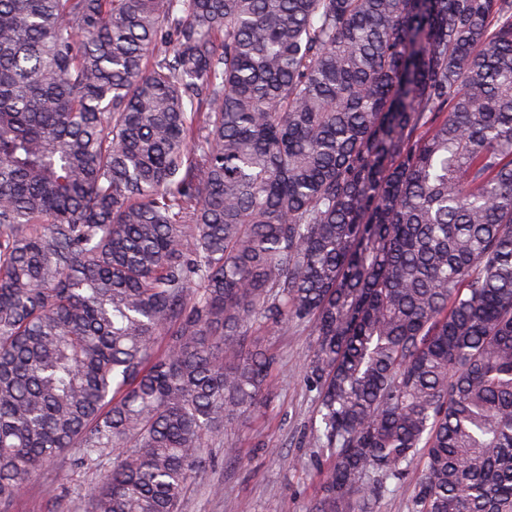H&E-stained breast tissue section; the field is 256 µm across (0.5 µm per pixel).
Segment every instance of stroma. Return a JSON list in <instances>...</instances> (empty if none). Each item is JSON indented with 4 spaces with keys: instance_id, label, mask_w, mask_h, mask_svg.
<instances>
[{
    "instance_id": "1",
    "label": "stroma",
    "mask_w": 512,
    "mask_h": 512,
    "mask_svg": "<svg viewBox=\"0 0 512 512\" xmlns=\"http://www.w3.org/2000/svg\"><path fill=\"white\" fill-rule=\"evenodd\" d=\"M280 358L270 395L215 446L209 466L186 487L182 512H310L319 495L317 461L303 442L315 400L303 381L313 343L310 325H291L259 338ZM295 458L287 466L285 458ZM66 469L64 460L43 468L24 487L13 512H50L47 491Z\"/></svg>"
}]
</instances>
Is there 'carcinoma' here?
I'll use <instances>...</instances> for the list:
<instances>
[{
  "instance_id": "1",
  "label": "carcinoma",
  "mask_w": 512,
  "mask_h": 512,
  "mask_svg": "<svg viewBox=\"0 0 512 512\" xmlns=\"http://www.w3.org/2000/svg\"><path fill=\"white\" fill-rule=\"evenodd\" d=\"M290 323L311 512H512V0H0V512H179ZM70 452L65 453L53 464L43 468L24 487L22 493L14 503L12 512H49L52 511L47 491L51 486L56 487L62 481H56L59 474L67 470L66 458ZM71 481H63L62 487L65 497L61 502L64 511L60 512H87L88 494L91 486V477L74 476ZM417 477V472L406 474L392 494L386 495L377 501L372 512H408L407 501L411 496Z\"/></svg>"
}]
</instances>
